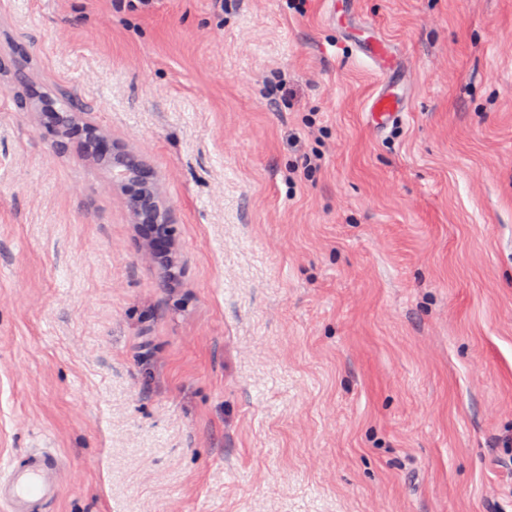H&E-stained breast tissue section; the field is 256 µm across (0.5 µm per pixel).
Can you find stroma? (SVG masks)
<instances>
[{"label":"stroma","mask_w":512,"mask_h":512,"mask_svg":"<svg viewBox=\"0 0 512 512\" xmlns=\"http://www.w3.org/2000/svg\"><path fill=\"white\" fill-rule=\"evenodd\" d=\"M339 9L0 0V458L59 457L47 512H512V0ZM41 92L155 172L174 281ZM363 27L364 23L359 17L349 15L338 32L336 44L352 46L356 57L375 71L378 87L367 112L371 127L383 131L402 116L405 98L394 93L390 87L391 76L398 70L393 62V52L379 34L363 37L360 34Z\"/></svg>","instance_id":"obj_1"}]
</instances>
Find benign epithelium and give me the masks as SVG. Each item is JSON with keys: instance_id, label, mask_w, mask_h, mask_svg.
I'll list each match as a JSON object with an SVG mask.
<instances>
[{"instance_id": "7a95c632", "label": "benign epithelium", "mask_w": 512, "mask_h": 512, "mask_svg": "<svg viewBox=\"0 0 512 512\" xmlns=\"http://www.w3.org/2000/svg\"><path fill=\"white\" fill-rule=\"evenodd\" d=\"M79 109L75 102L71 103V111L44 112V126L51 132H63L70 137L81 139L84 148L97 160H110L114 172L121 181L118 187L128 200L130 212L142 234L151 238L154 255L164 252L173 239L174 229L169 219L168 210L163 204L157 179L151 169L131 153L114 154L111 140L98 133V128L91 124H78L74 119V111Z\"/></svg>"}]
</instances>
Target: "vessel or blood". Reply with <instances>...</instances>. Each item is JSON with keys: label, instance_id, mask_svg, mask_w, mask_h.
Wrapping results in <instances>:
<instances>
[{"label": "vessel or blood", "instance_id": "b4317fda", "mask_svg": "<svg viewBox=\"0 0 512 512\" xmlns=\"http://www.w3.org/2000/svg\"><path fill=\"white\" fill-rule=\"evenodd\" d=\"M363 26L359 17H348L337 42L352 46L356 57L375 71L378 87L368 114L371 127L382 131L401 117L405 102L391 89V77L397 70L392 51L381 36H362ZM59 489V465L50 451H29L21 462L10 461L0 468V507L5 512H46V503L57 496Z\"/></svg>", "mask_w": 512, "mask_h": 512}]
</instances>
